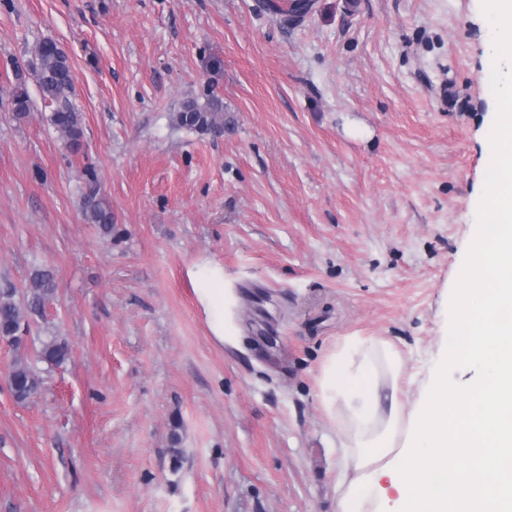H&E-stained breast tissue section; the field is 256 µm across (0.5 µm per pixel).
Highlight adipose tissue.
Wrapping results in <instances>:
<instances>
[{"label":"adipose tissue","instance_id":"ef3b65f1","mask_svg":"<svg viewBox=\"0 0 512 512\" xmlns=\"http://www.w3.org/2000/svg\"><path fill=\"white\" fill-rule=\"evenodd\" d=\"M486 53L500 115L489 156L497 188L479 221L468 290L481 310L461 317L412 410L383 398L379 362L399 374L386 342L349 336L328 356L320 397L339 415L336 512H512V0H486ZM197 294L224 334V275L202 265Z\"/></svg>","mask_w":512,"mask_h":512}]
</instances>
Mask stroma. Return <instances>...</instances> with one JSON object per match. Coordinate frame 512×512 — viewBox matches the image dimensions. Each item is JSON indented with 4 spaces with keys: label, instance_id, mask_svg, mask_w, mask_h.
I'll list each match as a JSON object with an SVG mask.
<instances>
[{
    "label": "stroma",
    "instance_id": "stroma-1",
    "mask_svg": "<svg viewBox=\"0 0 512 512\" xmlns=\"http://www.w3.org/2000/svg\"><path fill=\"white\" fill-rule=\"evenodd\" d=\"M291 2L0 0V86L53 38L83 127L72 154L34 80L25 117L0 93V291L56 282L0 347V512H335L326 357L388 342L409 406L446 349L492 190L485 2L311 0L286 24ZM212 98L222 134L176 123ZM92 181L111 233L83 217ZM197 294L200 303L211 319L215 336L224 335V275L208 265L199 266L196 273ZM54 279L50 270H37L31 279V291L28 294L27 308L38 312L45 300L53 293ZM40 353L44 361L52 365H60L69 358V347L65 341L53 338L42 343ZM10 381L16 392V399L26 402L36 395L41 387V380L27 361L16 358L10 370Z\"/></svg>",
    "mask_w": 512,
    "mask_h": 512
}]
</instances>
